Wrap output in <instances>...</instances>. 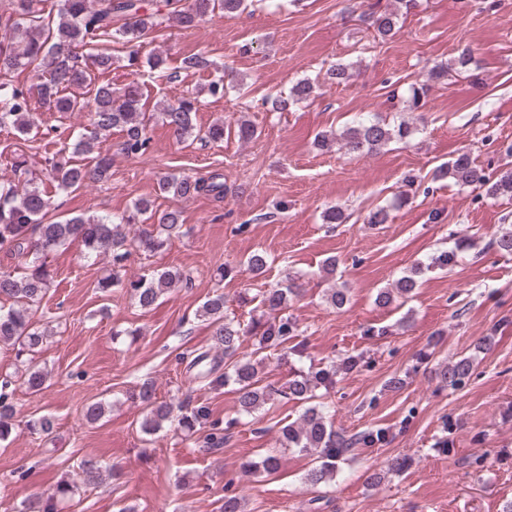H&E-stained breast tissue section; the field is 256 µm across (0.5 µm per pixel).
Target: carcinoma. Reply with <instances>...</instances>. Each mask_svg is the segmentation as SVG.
<instances>
[{
	"instance_id": "cac0c4a2",
	"label": "carcinoma",
	"mask_w": 512,
	"mask_h": 512,
	"mask_svg": "<svg viewBox=\"0 0 512 512\" xmlns=\"http://www.w3.org/2000/svg\"><path fill=\"white\" fill-rule=\"evenodd\" d=\"M248 6L249 0H162L158 6L154 0H8L5 10L9 16L0 23V129L10 128L26 135L37 127L39 111L89 113V124L74 145V153L89 157V161L76 164L53 154L45 158V177L57 191L105 183L112 169V156L103 149L107 137L114 130L119 132V152L131 158L142 156L150 148L148 127L152 119L138 83L133 81L116 89L111 83L100 81V76L111 72L116 64V57L105 44L122 43L126 49L125 67H136L145 40L153 30L171 25L190 29L217 8L226 15H235ZM397 22L394 11L372 13L373 27L383 39L394 36ZM30 67L46 69L43 81L34 88L15 79L19 70ZM477 68L479 63L473 55L463 52L434 66L430 78L438 81L452 72ZM313 89V83L302 80L292 87L288 99H275L271 107L284 110L291 103L308 99ZM197 111V98L183 96L164 105L161 115L181 139L223 141L224 123H215L202 131L194 124ZM411 134L412 127L405 121L391 124L376 118L347 127L338 134L321 132L316 143L322 149L336 146L347 154L373 153ZM25 164L26 160L15 158L11 163L13 177L0 182V251L21 259L19 270L0 271V301L11 302L7 308L0 306V343L12 346L17 362L15 377L0 379L1 441L15 427L16 387L35 395L46 389L47 373L37 368L33 359L47 342L49 332L35 326L30 311L52 285L49 258L54 252L68 242L79 241L89 255L112 253V274L100 279L97 288L103 294L113 288H124L143 309L152 307L168 289L184 281L183 274L177 270L156 272L149 277L122 274L131 247L153 252L180 234L184 222L180 208L160 211L151 200L142 198L134 204L133 215H123L117 220L79 215L48 222L51 196L47 189L25 177ZM435 177H451L463 186L482 190L487 198L512 200V169H501L490 175L467 151L441 166ZM159 189L182 199L207 195L220 200L224 198V176L217 171L193 179L166 175ZM139 217L146 227L131 236L128 229L136 226ZM489 247L502 255H512V225H504ZM455 259L453 251L440 252L428 265L415 266L392 287L379 290L376 303L389 307L399 298H412L425 270L445 269L454 265ZM267 264L266 255L259 252L241 262L255 276L263 274ZM301 292L302 286L293 278L265 290L259 301V318L246 324L227 314L224 293H213L200 307L199 316L213 327L218 353L188 351L180 356V361L185 363L190 380L203 389L234 386L242 415L251 416L280 397L304 405L298 419L280 427L279 442L285 448L316 455V465L305 475V483L315 487L333 479L348 453L387 442V433L377 429L347 435L335 429L327 406L315 402L316 390L332 383L336 369L349 372L358 368L361 363L358 355H346L339 364L328 368L311 366L308 371L295 374L282 389L261 384L259 367L264 359H255L253 353L243 351V342L248 336H257L264 350L285 355L297 350L301 346L299 342L287 347L288 342L298 337V324L286 309L288 301ZM473 371V357L463 356L439 365L435 375L443 386L456 388L470 379ZM131 399L143 409L140 429L146 435H154L165 424L175 421L187 432L203 431L206 447L221 448L236 423L234 419L225 423L210 419L205 406L191 408L184 401L174 404L159 400L150 379L136 386ZM78 469L80 482L86 488H95L103 481L102 465L97 460L84 459ZM74 488L76 485L68 481L60 482L40 497L37 512H57L58 500L73 493ZM220 512H243L242 498L231 480L224 485Z\"/></svg>"
}]
</instances>
